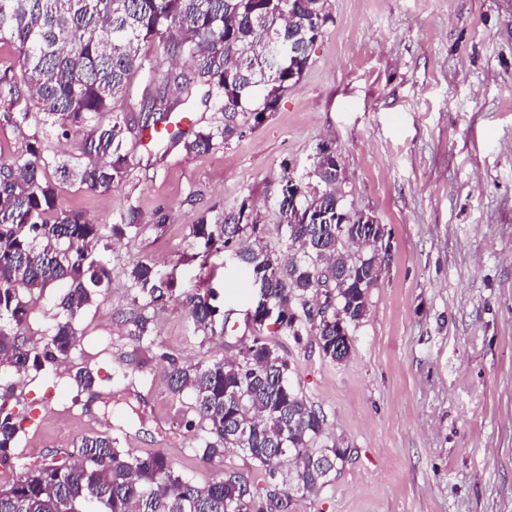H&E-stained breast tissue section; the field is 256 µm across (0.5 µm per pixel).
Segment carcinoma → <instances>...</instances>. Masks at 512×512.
Wrapping results in <instances>:
<instances>
[{
	"label": "carcinoma",
	"mask_w": 512,
	"mask_h": 512,
	"mask_svg": "<svg viewBox=\"0 0 512 512\" xmlns=\"http://www.w3.org/2000/svg\"><path fill=\"white\" fill-rule=\"evenodd\" d=\"M331 20L327 0H0V46L16 51L18 66L0 67V94L10 103H34L43 114L41 131L22 152L0 163V367L16 372L64 360L75 340L73 320L102 295L110 269L97 248L136 227L134 219L108 227L59 202L58 183L107 193L124 179L130 150L162 145L147 134L202 108L224 115L218 124L192 121L177 132L188 154L208 153L243 137L240 126L258 124L277 111L281 97L296 85L311 63L313 43ZM159 42L172 57L188 56L187 69L161 71L154 56L141 52ZM141 79L140 118L132 126L115 110L130 96L131 79ZM56 133L81 137L77 152L44 156L43 138ZM318 144L310 182L287 175L282 199L300 195L304 209L338 210L347 224L357 213L344 203L336 164ZM54 168L55 182L48 174ZM286 250L262 243L257 218L243 202L214 219L203 215L191 225L195 245L208 255L233 250L250 271L254 312L264 302L277 306V321L288 318L292 303L318 292L317 272L328 267L335 281L329 294L334 308L356 323L367 313L369 290L381 265L375 243L336 238L330 224H301L281 212ZM134 288L159 305L173 297V276L155 265L138 263L128 271ZM66 285L64 317L50 340L30 346L22 337L27 303L20 289L43 291ZM217 294L186 293L182 303L196 332L221 336L224 316ZM325 357L345 361L349 347H336V327H315ZM169 389L188 391L199 420L214 440L204 455L229 449L249 457L266 478L292 495L320 489L333 480L347 449L325 439V418L294 387L288 360L266 340L255 337L231 360L185 366L165 355ZM12 387L0 392V465L11 459L19 426L6 406ZM78 458L69 464L43 463L0 488V512H263L236 472L226 471L203 485L186 480L161 453L130 456L108 435L81 438Z\"/></svg>",
	"instance_id": "carcinoma-1"
}]
</instances>
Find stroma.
Listing matches in <instances>:
<instances>
[{
    "mask_svg": "<svg viewBox=\"0 0 512 512\" xmlns=\"http://www.w3.org/2000/svg\"><path fill=\"white\" fill-rule=\"evenodd\" d=\"M329 5L311 67L243 138L199 155L136 148L109 193L63 186V207L137 227L105 254L104 301L76 316L63 363L0 370L21 424L0 486L100 433L136 455L163 453L195 483L231 470L266 494L242 453L203 459L207 430L191 394L169 391L162 360L230 359L260 336L280 344L295 387L347 451L335 480L295 512H512V0ZM325 140L341 157L347 206L384 225L390 246L341 363L308 319L295 336L253 325L244 265L199 253L191 235L202 213L245 202L264 244L282 250L281 181L310 173ZM139 261L174 275L178 292L216 289L223 336L198 335L180 300L156 306L137 293L127 272ZM64 291L25 295L29 344L50 339ZM136 315L150 320L140 339ZM84 372L92 389L77 382ZM48 406L57 417L44 419Z\"/></svg>",
    "mask_w": 512,
    "mask_h": 512,
    "instance_id": "1",
    "label": "stroma"
}]
</instances>
